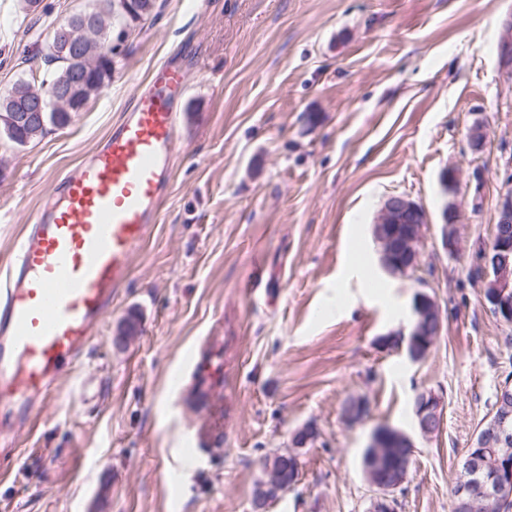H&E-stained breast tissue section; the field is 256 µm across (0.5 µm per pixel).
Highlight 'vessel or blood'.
<instances>
[{
    "label": "vessel or blood",
    "instance_id": "obj_1",
    "mask_svg": "<svg viewBox=\"0 0 512 512\" xmlns=\"http://www.w3.org/2000/svg\"><path fill=\"white\" fill-rule=\"evenodd\" d=\"M186 79L175 65L35 215L0 281V474L19 453L15 424L41 417L62 377L86 355L151 236L167 195Z\"/></svg>",
    "mask_w": 512,
    "mask_h": 512
}]
</instances>
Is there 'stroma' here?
I'll list each match as a JSON object with an SVG mask.
<instances>
[{"label": "stroma", "mask_w": 512, "mask_h": 512, "mask_svg": "<svg viewBox=\"0 0 512 512\" xmlns=\"http://www.w3.org/2000/svg\"><path fill=\"white\" fill-rule=\"evenodd\" d=\"M87 0H0V92L30 80L55 23ZM112 77L63 128L0 136V270L64 177L162 65L186 75L168 195L90 352L16 436L30 479L0 480V512H254L266 460L296 483L267 512H371L361 456L374 430L410 435L396 512H450L448 489L512 372V326L476 271L512 191V0H158ZM481 127L484 139L470 134ZM458 168L450 187L441 172ZM403 195L429 218L418 278L379 265L374 220ZM458 212L454 252L442 210ZM427 293L442 331L404 344ZM138 330L114 336L128 317ZM224 343L223 421L197 358ZM431 390L434 435L412 404ZM368 413L346 424V401ZM313 432L301 447L292 439ZM422 296L424 299H426V306L423 310L424 316H422V305H421L419 298L415 297L413 300V303L411 305V312H412L411 330L414 334L412 336H418V337L416 339H413L415 341V344L413 346H410L407 341V339L411 338L410 336H407L406 340H405L406 347H411L412 349L417 351L420 354L421 358L426 356L431 345L437 339V337L439 336V333H440V325L438 324L439 319H438V314H437V310H436L437 306L429 296H427L425 294H422ZM423 318H424L425 325L431 329H433V327L436 324H438L436 331L433 335L423 336V330L421 327ZM407 354H408V357L410 358V360L413 362H417V361L421 360V358L418 355H416L415 353L409 354L407 352ZM442 407L441 400L435 395L414 407L416 426L423 435H431L438 430L442 421Z\"/></svg>", "instance_id": "1"}]
</instances>
